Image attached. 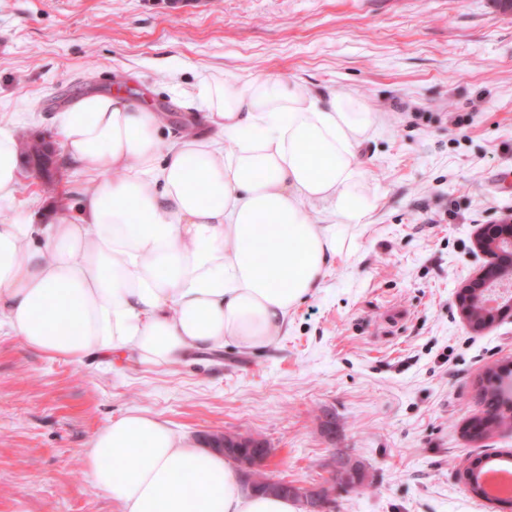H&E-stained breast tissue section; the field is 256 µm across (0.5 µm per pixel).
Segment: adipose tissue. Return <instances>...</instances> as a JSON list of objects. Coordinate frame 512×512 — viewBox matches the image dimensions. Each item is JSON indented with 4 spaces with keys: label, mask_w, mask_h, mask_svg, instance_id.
Wrapping results in <instances>:
<instances>
[{
    "label": "adipose tissue",
    "mask_w": 512,
    "mask_h": 512,
    "mask_svg": "<svg viewBox=\"0 0 512 512\" xmlns=\"http://www.w3.org/2000/svg\"><path fill=\"white\" fill-rule=\"evenodd\" d=\"M198 100L212 137L164 156L162 114L123 92L58 113L65 154L99 179L54 223L0 218V328L25 348L176 365L227 340L273 343L321 286L345 226L367 213L357 157L376 112L271 74L202 80ZM21 173L19 142L0 128V202ZM314 203L327 223H311ZM83 459L118 512H296L140 411L100 428Z\"/></svg>",
    "instance_id": "ef3b65f1"
}]
</instances>
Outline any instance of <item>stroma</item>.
Here are the masks:
<instances>
[{
  "instance_id": "stroma-1",
  "label": "stroma",
  "mask_w": 512,
  "mask_h": 512,
  "mask_svg": "<svg viewBox=\"0 0 512 512\" xmlns=\"http://www.w3.org/2000/svg\"><path fill=\"white\" fill-rule=\"evenodd\" d=\"M261 73L379 113L359 150L366 217L270 346L150 367L49 358L1 332L0 512H115L82 452L133 410L201 448L261 436L290 481L350 455L368 480L332 490V512H512L458 479L512 453V427L469 432L512 364V318L475 331L455 303L487 261L478 228L512 215L496 183L512 174V15L492 0H0V126L30 139L115 88L162 112L164 143L202 136L198 79ZM95 180L61 153L0 209L47 224Z\"/></svg>"
}]
</instances>
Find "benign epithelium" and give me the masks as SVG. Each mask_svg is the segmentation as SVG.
I'll use <instances>...</instances> for the list:
<instances>
[{
  "instance_id": "benign-epithelium-1",
  "label": "benign epithelium",
  "mask_w": 512,
  "mask_h": 512,
  "mask_svg": "<svg viewBox=\"0 0 512 512\" xmlns=\"http://www.w3.org/2000/svg\"><path fill=\"white\" fill-rule=\"evenodd\" d=\"M477 247L488 258V264L465 285L457 296V304L463 318L472 329L480 331L495 319L512 316V293L492 298L489 289L505 282L512 284V217L495 224H486L476 238ZM210 447L228 457L238 467L245 484L251 490L263 488L257 471L266 467L275 454V449L264 444L257 446L246 437L224 436L210 439ZM479 462L469 464L463 471V481L470 493L481 487L483 473L478 469ZM327 471L339 476L341 483L348 488H358L367 479L349 482L348 472L359 467L357 461L349 456H331L325 464ZM336 483L332 478L325 483L303 484L284 481L278 491L294 499L303 512H329L331 492L329 486Z\"/></svg>"
}]
</instances>
